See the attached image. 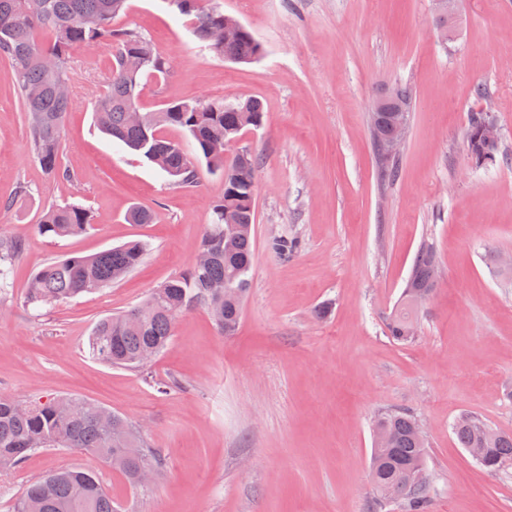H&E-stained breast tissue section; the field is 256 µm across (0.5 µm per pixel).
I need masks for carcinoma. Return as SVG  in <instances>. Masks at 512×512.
Returning a JSON list of instances; mask_svg holds the SVG:
<instances>
[{"label": "carcinoma", "mask_w": 512, "mask_h": 512, "mask_svg": "<svg viewBox=\"0 0 512 512\" xmlns=\"http://www.w3.org/2000/svg\"><path fill=\"white\" fill-rule=\"evenodd\" d=\"M184 16L192 17L197 38L216 56L235 63H251L264 53L263 44L250 30L222 45L211 38L224 25V13L207 8L202 0H167ZM126 0H0V57L11 65L26 112L31 150L56 180L70 181L62 163L61 139L70 98L55 92L59 81H69L72 53L102 41L114 44L111 77L95 102L99 127L120 147L134 151L157 165L183 187L197 184L198 164L224 173V196L212 207L213 222L201 237L198 252L208 259L191 265L154 289L132 309L99 320L89 338L91 355L99 362L123 368H143L167 346L177 319L205 309L218 330L232 335L249 288L247 278L254 258L253 224L259 160L236 154L224 158V143H234L247 127L258 128L264 119L261 100L234 103L222 99L180 101L159 112H144L139 123L129 112L139 109L141 79L166 74L171 62L133 30H115L112 19L124 10ZM48 53L58 62L56 71L37 62ZM482 112L469 115L465 133L467 153L500 154V147H485L480 124ZM163 126L180 127L196 143L197 153L163 137ZM242 225L240 235L224 239V222ZM89 226L87 211L76 204L52 205L43 212L39 232L50 238L78 235ZM22 249L18 237L0 238V289L8 285ZM146 243L132 240L94 255H65L47 262L30 279L24 303L35 309L66 303L83 294L106 288L140 264ZM437 263L433 247L420 245L407 280L400 310L387 324L389 335L406 343L414 337L412 313L419 300L433 290ZM417 420L409 412H385L374 420L373 433L386 441L372 448L370 478L381 503L399 502L404 512H429L428 481L414 486L411 475L425 471V443L415 434ZM453 431L465 449L480 448L478 463L490 470L512 468V433L497 431L480 418L461 417ZM49 448H74L118 470L130 486H141V472L157 475L165 457L148 447L139 431L112 413L104 421L97 404L79 397L20 402L0 395V476L19 467L29 456ZM11 512H118V506L99 481L85 468H60L30 483L15 500Z\"/></svg>", "instance_id": "carcinoma-1"}]
</instances>
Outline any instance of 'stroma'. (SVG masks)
<instances>
[{
    "label": "stroma",
    "mask_w": 512,
    "mask_h": 512,
    "mask_svg": "<svg viewBox=\"0 0 512 512\" xmlns=\"http://www.w3.org/2000/svg\"><path fill=\"white\" fill-rule=\"evenodd\" d=\"M263 44L250 64L203 49L167 0H128L112 22L172 62L145 79L141 111L179 101L249 97L265 108L225 156L258 154L250 288L233 335L209 314L180 316L167 348L144 370L95 361L101 318L139 304L194 260L221 172L200 168L183 188L112 144L94 123L114 51H74L63 162L51 179L29 150L10 64L0 58V237L23 239L0 290V395L81 397L139 425L166 458L148 487L69 448L33 454L0 478V512L29 483L64 467L95 470L122 512H402L376 508L369 477L372 425L407 410L426 435L432 512H512V468L491 472L457 443L463 415L512 433V0H458L442 39L432 0H204ZM411 91L395 180L380 174L371 132L384 86ZM484 85L486 98L473 95ZM491 104L497 162L475 167L465 148L470 112ZM84 206V234L49 238L45 209ZM153 220L133 224L132 207ZM297 240L288 257L271 244ZM145 240L142 263L120 281L69 302L27 307L29 278L62 255H92ZM431 243L438 279L415 313L417 336L394 341L415 254Z\"/></svg>",
    "instance_id": "1"
}]
</instances>
